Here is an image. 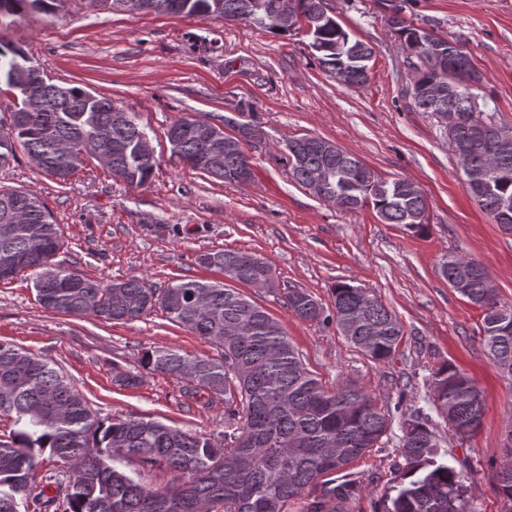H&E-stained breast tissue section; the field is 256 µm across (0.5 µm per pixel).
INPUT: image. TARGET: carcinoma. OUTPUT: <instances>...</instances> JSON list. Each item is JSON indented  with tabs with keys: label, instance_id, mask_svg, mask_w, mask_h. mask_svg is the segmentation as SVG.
I'll return each mask as SVG.
<instances>
[{
	"label": "carcinoma",
	"instance_id": "carcinoma-1",
	"mask_svg": "<svg viewBox=\"0 0 512 512\" xmlns=\"http://www.w3.org/2000/svg\"><path fill=\"white\" fill-rule=\"evenodd\" d=\"M57 0H0V16L24 9L50 13ZM281 0H95L98 7L157 14L245 20L279 30L272 16ZM300 21L297 30L311 38L310 48L324 69L344 74L349 86L369 79L374 51L354 40L336 22L324 19L325 0H291ZM404 50L420 66L412 85L418 112H459L465 125L448 135L457 161L468 159L477 179L465 186L481 210L499 224H512V146L494 152L478 142L489 125L477 115L471 89L480 76L464 50L433 31L413 24L389 23ZM0 78L14 91L18 106L11 123L0 124V166L22 148L44 175L65 182L102 150L109 154L112 178L130 186L145 185L158 161L136 162L125 149L142 129L128 112H114L112 101L80 87L46 80L26 54L0 44ZM40 99L37 112L26 111L19 87ZM201 123L189 113L175 119L166 137L180 133L173 146L180 162L224 182H239L250 157L234 138L213 168L200 166L204 145L185 129ZM68 142L82 159L59 153ZM285 156L293 179L308 188L319 170L326 171L324 191L356 210L369 203L385 224L414 233L425 228L423 194L398 192L394 182L374 177L360 183L350 170L361 164L337 149L328 156L307 145ZM63 246L60 227L40 197L19 189H0V271L11 277L35 273L33 288L41 306L60 314L89 315L107 322L130 323L160 309L169 321L215 343L217 358L193 357L172 348L145 351L140 363L150 372L183 382L190 399L209 393L224 397V439L191 433L150 418L129 416L103 420L68 377L51 363L11 343L0 341V512H288L305 496L300 512H342L360 497L363 482L347 472L368 454L390 426V413L363 387L345 381L328 389L312 374L281 324L233 281L248 287L271 268L263 258L224 249L206 251L197 262L224 273L225 281H179L156 288L131 276L104 284L54 262ZM442 276L455 279L469 302L484 310L482 345L500 372L512 379V312L498 308L487 272L474 261L450 256ZM287 309L299 319L328 323L375 362L397 351L403 326L369 289L340 282L334 288V314L308 293L286 292ZM431 399L451 430L464 437L480 425L482 407L472 380L452 365L432 375ZM399 439L404 464L395 496L382 512H466L467 474L439 458L431 419L419 410L403 420ZM54 467L42 476L44 455ZM134 459L153 468L188 475L165 488H149L119 467ZM343 473V479L332 475ZM512 512V444L504 446L497 474ZM64 492L57 498L47 489Z\"/></svg>",
	"mask_w": 512,
	"mask_h": 512
}]
</instances>
